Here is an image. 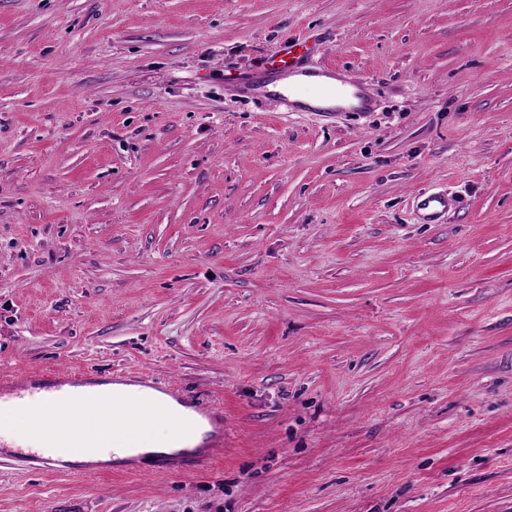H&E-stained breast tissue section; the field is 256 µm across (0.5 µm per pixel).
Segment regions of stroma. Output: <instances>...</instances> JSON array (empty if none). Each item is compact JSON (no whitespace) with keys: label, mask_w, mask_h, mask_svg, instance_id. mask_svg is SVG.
<instances>
[{"label":"stroma","mask_w":512,"mask_h":512,"mask_svg":"<svg viewBox=\"0 0 512 512\" xmlns=\"http://www.w3.org/2000/svg\"><path fill=\"white\" fill-rule=\"evenodd\" d=\"M298 37L372 110L249 93ZM50 366L224 454L6 453L0 512H512V0H0V377ZM455 203L456 199L448 197V193L423 192L417 199V208L427 224H436ZM193 409L201 421L210 427V430L206 431L205 442L200 446L206 449L188 458L192 461L193 468H202L224 453V413L215 412L203 403L193 406Z\"/></svg>","instance_id":"1"}]
</instances>
